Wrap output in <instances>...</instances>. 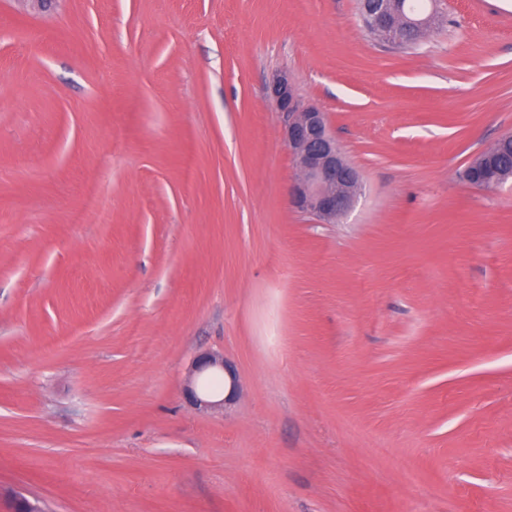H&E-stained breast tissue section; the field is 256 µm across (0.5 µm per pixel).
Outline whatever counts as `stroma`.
Masks as SVG:
<instances>
[{
    "label": "stroma",
    "mask_w": 512,
    "mask_h": 512,
    "mask_svg": "<svg viewBox=\"0 0 512 512\" xmlns=\"http://www.w3.org/2000/svg\"><path fill=\"white\" fill-rule=\"evenodd\" d=\"M357 4L0 0V512H512V182L459 178L512 5L403 51ZM282 73L362 177L336 223L288 203ZM228 374L230 377V389L227 397L222 398L217 401L209 400L208 398L211 397L210 394H212V390L208 389L206 386L201 385V389L198 391L196 387L189 386L186 389V395L190 402H192L195 406H203L204 408H223L224 403L227 401L232 400L237 392L238 388V382H237V376L234 371L228 370Z\"/></svg>",
    "instance_id": "1"
}]
</instances>
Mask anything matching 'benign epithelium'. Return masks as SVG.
Here are the masks:
<instances>
[{
  "label": "benign epithelium",
  "instance_id": "7a95c632",
  "mask_svg": "<svg viewBox=\"0 0 512 512\" xmlns=\"http://www.w3.org/2000/svg\"><path fill=\"white\" fill-rule=\"evenodd\" d=\"M270 96L282 114L283 140L300 172L289 190L290 203L296 210L311 214L323 223H333L349 210L361 193L358 171L345 159L329 131L327 113L317 105L298 97L295 87L284 73L270 86ZM195 370L228 372L230 389L227 397L210 400L212 390L206 386H189L190 402L205 408H222L237 392L234 371L226 370L224 357L204 353L197 357Z\"/></svg>",
  "mask_w": 512,
  "mask_h": 512
}]
</instances>
